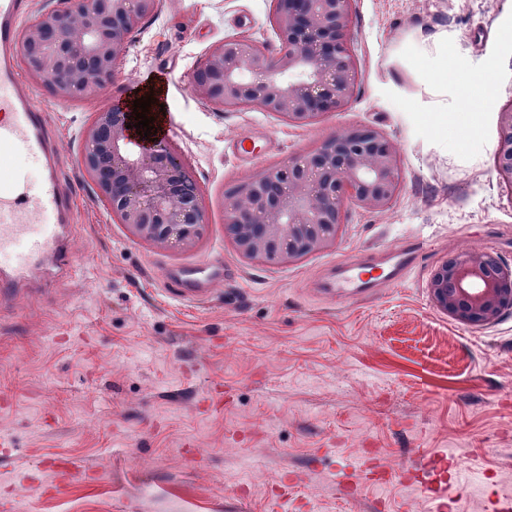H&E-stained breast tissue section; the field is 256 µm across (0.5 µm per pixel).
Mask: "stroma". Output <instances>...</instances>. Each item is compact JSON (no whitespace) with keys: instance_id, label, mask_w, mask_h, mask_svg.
<instances>
[{"instance_id":"35a3bbf8","label":"stroma","mask_w":512,"mask_h":512,"mask_svg":"<svg viewBox=\"0 0 512 512\" xmlns=\"http://www.w3.org/2000/svg\"><path fill=\"white\" fill-rule=\"evenodd\" d=\"M270 11L271 0H158L100 97L62 102L22 79L79 207L72 277L0 300V506L424 512L413 477L429 458L443 461L429 475L442 512H502L512 497V310L466 326L427 289L462 250L512 262V202L493 170L497 112L512 100V0H354L356 98L311 126L220 111L191 91L217 41L277 51ZM486 74L488 93L469 95ZM148 78L164 86L167 139L209 219L187 252L132 239L80 165L82 126ZM355 124L400 153L394 206H349L336 247L298 263L241 258L224 232L229 186ZM245 137L258 158L236 156ZM418 239L431 251L404 282L362 302L317 293L336 262ZM213 267L228 274L206 298L170 293L176 271Z\"/></svg>"}]
</instances>
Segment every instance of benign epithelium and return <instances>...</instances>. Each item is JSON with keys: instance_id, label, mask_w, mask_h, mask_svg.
I'll return each instance as SVG.
<instances>
[{"instance_id": "benign-epithelium-1", "label": "benign epithelium", "mask_w": 512, "mask_h": 512, "mask_svg": "<svg viewBox=\"0 0 512 512\" xmlns=\"http://www.w3.org/2000/svg\"><path fill=\"white\" fill-rule=\"evenodd\" d=\"M156 2L80 0L43 10L22 29L23 66L60 101L95 99ZM353 2L273 0L278 51L247 39L216 42L193 72V94L221 111L258 108L293 125L343 111L359 75ZM131 124L133 113L121 102L93 113L79 132L85 176L132 238L157 249L196 248L209 221L193 172L169 141L140 139ZM497 128L494 168L512 195V102L500 107ZM402 188L393 143L372 126L349 125L288 164L233 186L224 229L245 260L290 265L336 246L346 204L382 213ZM428 292L449 318L492 326L512 309V263L480 249L462 251L432 273Z\"/></svg>"}]
</instances>
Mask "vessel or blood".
Returning a JSON list of instances; mask_svg holds the SVG:
<instances>
[{
	"label": "vessel or blood",
	"mask_w": 512,
	"mask_h": 512,
	"mask_svg": "<svg viewBox=\"0 0 512 512\" xmlns=\"http://www.w3.org/2000/svg\"><path fill=\"white\" fill-rule=\"evenodd\" d=\"M28 0H0V297L53 266L70 274L71 225L77 207L60 175V145L47 132L44 112L21 94L17 57ZM41 168L38 193L26 184L27 166ZM427 252L419 241L385 254L337 263L321 280L327 298L364 300L376 288L404 281Z\"/></svg>",
	"instance_id": "vessel-or-blood-1"
}]
</instances>
